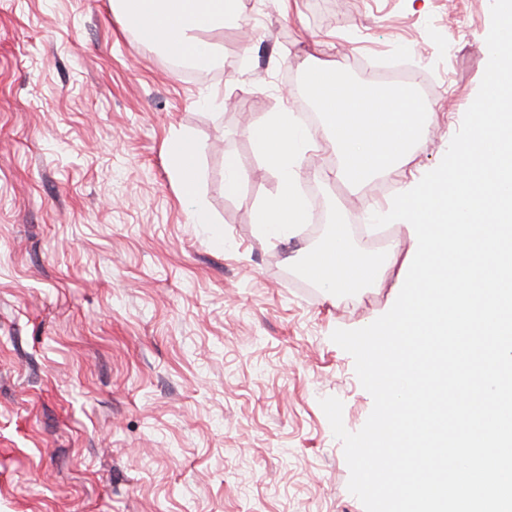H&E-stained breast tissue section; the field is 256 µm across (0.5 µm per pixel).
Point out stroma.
I'll return each instance as SVG.
<instances>
[{"instance_id":"obj_1","label":"stroma","mask_w":512,"mask_h":512,"mask_svg":"<svg viewBox=\"0 0 512 512\" xmlns=\"http://www.w3.org/2000/svg\"><path fill=\"white\" fill-rule=\"evenodd\" d=\"M490 6L293 0L288 21L240 0L237 25L204 32L224 54L204 69L112 0H0V512H365L319 401L362 428L373 399L331 334L385 314L407 269L343 296L300 269L334 232L382 261L357 227L402 181L326 180L320 144L300 167L310 222L265 243L254 209L279 182L244 124L311 111L282 89L336 54L366 84L399 83L406 58L433 105L409 164L427 173L478 93ZM184 136L223 243L182 197Z\"/></svg>"}]
</instances>
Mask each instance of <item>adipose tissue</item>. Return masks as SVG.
Instances as JSON below:
<instances>
[{"mask_svg":"<svg viewBox=\"0 0 512 512\" xmlns=\"http://www.w3.org/2000/svg\"><path fill=\"white\" fill-rule=\"evenodd\" d=\"M126 24L138 37L157 44L198 67L222 64L217 47L204 40L203 32L223 28L237 21L236 0H115ZM247 131L257 145L265 165L278 177V192L259 203L254 222L266 242L281 240L285 225L304 224L308 213L297 191L296 167L306 150L315 143L313 132L297 124L292 113L270 114ZM196 143L187 137L176 141L172 162L183 196L194 200L197 187Z\"/></svg>","mask_w":512,"mask_h":512,"instance_id":"1","label":"adipose tissue"}]
</instances>
